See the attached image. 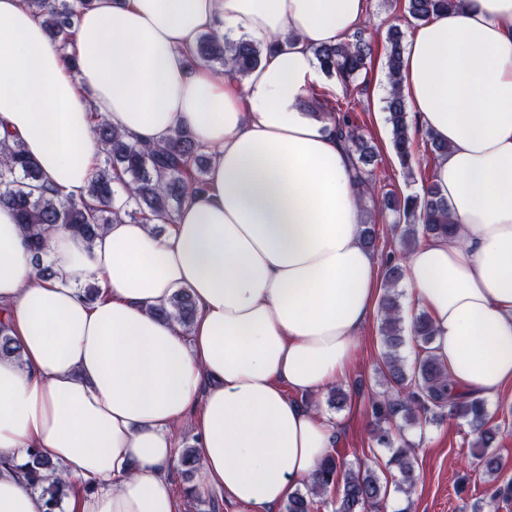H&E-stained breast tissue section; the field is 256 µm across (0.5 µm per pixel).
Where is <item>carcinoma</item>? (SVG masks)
<instances>
[{
  "label": "carcinoma",
  "instance_id": "carcinoma-1",
  "mask_svg": "<svg viewBox=\"0 0 512 512\" xmlns=\"http://www.w3.org/2000/svg\"><path fill=\"white\" fill-rule=\"evenodd\" d=\"M458 0H404V10L413 21H425L448 12ZM43 17L51 40L61 49L70 41L71 28L89 0H28ZM404 32L392 28L387 37L388 76L392 91L386 98L387 121L391 125L393 149L404 168L414 156L417 144L408 123L406 102L398 90L402 69ZM374 53L372 41L361 35L348 42L315 49L320 67L328 75L347 82L367 67ZM195 55L208 62L224 65L225 73L237 83L262 61V42L222 36L216 31L202 34ZM336 135L345 143L351 156L357 181L365 190L376 189L373 169L375 155L360 133L352 109L335 104L329 109ZM92 133L103 156L86 189V196L61 198L45 191L40 173L19 141L0 142V205L14 212L21 224L25 242L40 271L51 275L41 265L48 234L57 224H64L91 243L106 225L119 217L111 207L112 197L122 190L127 197L124 216L131 220L154 217L165 224L175 212L201 192L206 184L202 145L184 131L157 144H144L115 130L104 121H96ZM384 207L394 214V227L400 230L404 244L418 238L446 233L453 226L448 201L432 183H425L420 194L400 195L390 189L382 193ZM403 278V268L391 258L384 269V293L379 309L382 316L379 369L388 390L371 400L373 417L371 435L376 443L391 450L388 465L397 472L395 484L405 494L414 491L416 472L413 448L400 433L396 419L419 426L424 422L450 417L462 419L476 436L479 451L474 453L476 466L493 482L488 489L490 501L512 496V485L497 484L500 463L489 449L494 447L496 430L489 425L486 402L453 393L448 366L434 354L431 344L434 328L429 315L422 311L414 316L410 334L418 347L412 366L405 365L401 350L406 343L400 294L396 291ZM154 313L177 323L188 331L194 323V304L190 294L179 290L167 305ZM22 359L20 345L0 322V356ZM57 467L39 449L29 453L24 475L27 483L48 497V512H55L68 486L52 477ZM336 487L334 512H385L388 494L375 470L367 465L353 466L330 456L320 464L307 482V492L296 495L285 506L286 512H313V497Z\"/></svg>",
  "mask_w": 512,
  "mask_h": 512
}]
</instances>
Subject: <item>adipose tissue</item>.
Returning a JSON list of instances; mask_svg holds the SVG:
<instances>
[{
  "label": "adipose tissue",
  "mask_w": 512,
  "mask_h": 512,
  "mask_svg": "<svg viewBox=\"0 0 512 512\" xmlns=\"http://www.w3.org/2000/svg\"><path fill=\"white\" fill-rule=\"evenodd\" d=\"M368 0H91L61 51L26 0H0V139L41 184L84 194L96 120L143 142L190 132L212 159L172 224L122 217L94 242L57 225L40 274L0 207V512H45L21 470L59 466L67 512H180L169 471L192 422L206 487L279 512L330 453L334 424L290 399L346 373L380 293L347 149L307 108L314 50L358 29ZM215 31L267 45L237 84L194 55ZM401 93L446 143L432 181L457 234L408 254V299L458 391L512 387V0H463L419 22ZM96 282L94 301L82 286ZM186 290L191 334L155 315Z\"/></svg>",
  "instance_id": "adipose-tissue-1"
}]
</instances>
